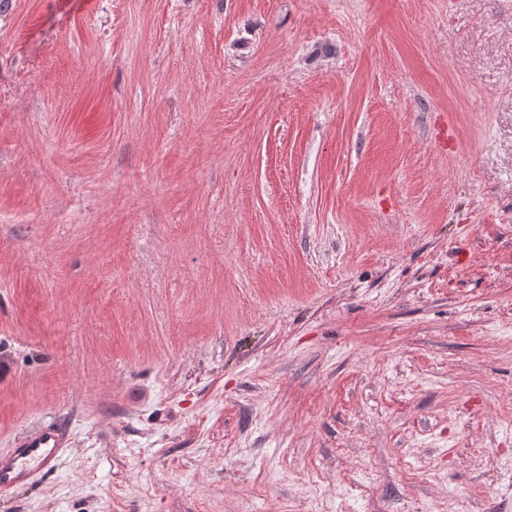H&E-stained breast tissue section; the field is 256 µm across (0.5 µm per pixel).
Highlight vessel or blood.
Segmentation results:
<instances>
[{
	"label": "vessel or blood",
	"mask_w": 512,
	"mask_h": 512,
	"mask_svg": "<svg viewBox=\"0 0 512 512\" xmlns=\"http://www.w3.org/2000/svg\"><path fill=\"white\" fill-rule=\"evenodd\" d=\"M66 445L65 432L52 422L16 437L0 451V492L31 486L55 471Z\"/></svg>",
	"instance_id": "b4317fda"
}]
</instances>
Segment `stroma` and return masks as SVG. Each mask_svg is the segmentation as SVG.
Returning <instances> with one entry per match:
<instances>
[{
	"instance_id": "1",
	"label": "stroma",
	"mask_w": 512,
	"mask_h": 512,
	"mask_svg": "<svg viewBox=\"0 0 512 512\" xmlns=\"http://www.w3.org/2000/svg\"><path fill=\"white\" fill-rule=\"evenodd\" d=\"M0 512H512V0H0ZM65 432L49 422L16 437L0 451V492L28 487L60 465L67 445Z\"/></svg>"
}]
</instances>
